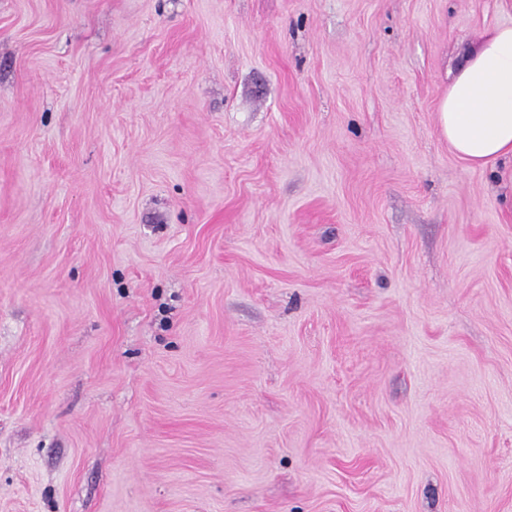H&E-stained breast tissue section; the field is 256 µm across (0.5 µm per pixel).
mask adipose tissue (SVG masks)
<instances>
[{"label": "adipose tissue", "instance_id": "ef3b65f1", "mask_svg": "<svg viewBox=\"0 0 512 512\" xmlns=\"http://www.w3.org/2000/svg\"><path fill=\"white\" fill-rule=\"evenodd\" d=\"M438 123L469 165L512 158V24L493 26L468 50L438 103Z\"/></svg>", "mask_w": 512, "mask_h": 512}]
</instances>
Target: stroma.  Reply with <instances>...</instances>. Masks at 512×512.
<instances>
[{"label":"stroma","mask_w":512,"mask_h":512,"mask_svg":"<svg viewBox=\"0 0 512 512\" xmlns=\"http://www.w3.org/2000/svg\"><path fill=\"white\" fill-rule=\"evenodd\" d=\"M512 0H0V512H512V160L437 106Z\"/></svg>","instance_id":"1"}]
</instances>
